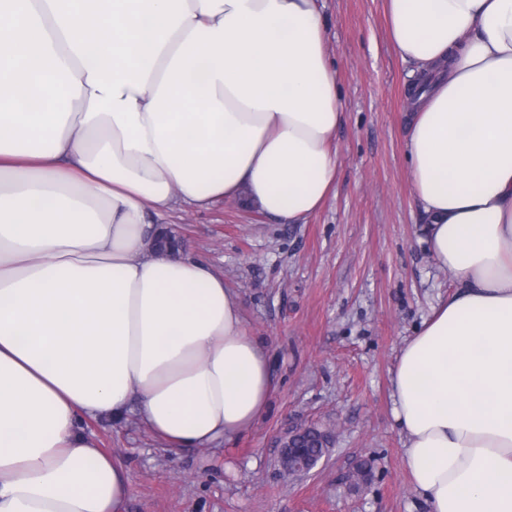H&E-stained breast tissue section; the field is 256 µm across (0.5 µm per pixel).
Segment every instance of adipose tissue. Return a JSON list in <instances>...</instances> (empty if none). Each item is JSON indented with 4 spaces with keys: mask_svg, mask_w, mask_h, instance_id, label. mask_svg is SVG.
<instances>
[{
    "mask_svg": "<svg viewBox=\"0 0 512 512\" xmlns=\"http://www.w3.org/2000/svg\"><path fill=\"white\" fill-rule=\"evenodd\" d=\"M417 68L405 147L456 283L391 378L430 512H512V0H384ZM344 117L318 0H0V512H126L87 423L217 446L272 393L238 294L154 250L176 208L302 224Z\"/></svg>",
    "mask_w": 512,
    "mask_h": 512,
    "instance_id": "ef3b65f1",
    "label": "adipose tissue"
}]
</instances>
